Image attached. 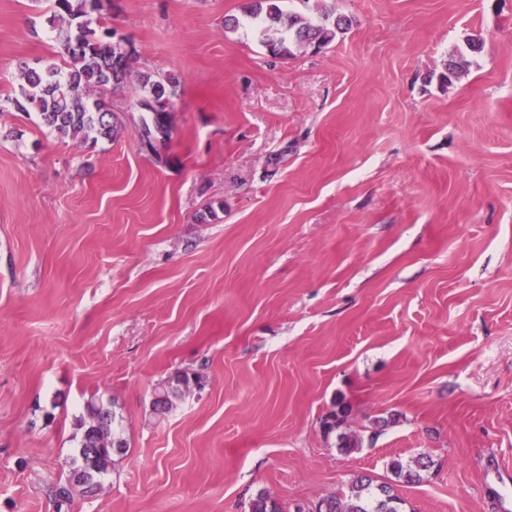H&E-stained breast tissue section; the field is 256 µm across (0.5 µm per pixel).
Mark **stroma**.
Returning <instances> with one entry per match:
<instances>
[{
  "label": "stroma",
  "mask_w": 512,
  "mask_h": 512,
  "mask_svg": "<svg viewBox=\"0 0 512 512\" xmlns=\"http://www.w3.org/2000/svg\"><path fill=\"white\" fill-rule=\"evenodd\" d=\"M244 3L107 0L134 70L180 79L156 156L134 83L100 91L111 140L6 106L18 62L61 57L51 0H0V512H246L262 491L293 512L422 453L403 512H501L512 0H336L353 28L292 60L225 33ZM177 372L204 389L153 413ZM340 399L351 455L322 428ZM91 401L126 450L60 505Z\"/></svg>",
  "instance_id": "1"
}]
</instances>
